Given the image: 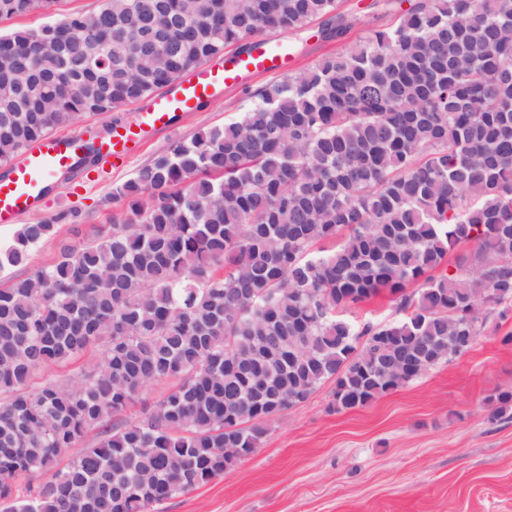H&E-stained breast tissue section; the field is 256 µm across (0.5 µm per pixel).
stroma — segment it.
<instances>
[{"instance_id":"stroma-1","label":"stroma","mask_w":512,"mask_h":512,"mask_svg":"<svg viewBox=\"0 0 512 512\" xmlns=\"http://www.w3.org/2000/svg\"><path fill=\"white\" fill-rule=\"evenodd\" d=\"M374 0H342L350 37L388 26L392 15ZM318 24L305 32L266 33V41L290 49V69L339 49ZM250 75L192 112L177 113L173 131L151 135L119 168L99 162L92 172L51 180L24 223L77 211L81 227L109 223L123 211L113 190L176 141L220 126L243 112L245 87L269 82ZM144 102L84 117L63 128L88 136L109 126H136ZM512 318H489L474 347L441 363L417 381L348 411L330 410L332 383L307 401L282 411L269 424L262 447L206 485L176 496L162 512H512V421H490L484 398L512 388Z\"/></svg>"}]
</instances>
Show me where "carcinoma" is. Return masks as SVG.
<instances>
[{"label": "carcinoma", "mask_w": 512, "mask_h": 512, "mask_svg": "<svg viewBox=\"0 0 512 512\" xmlns=\"http://www.w3.org/2000/svg\"><path fill=\"white\" fill-rule=\"evenodd\" d=\"M54 3L0 0V19ZM339 6L104 0L0 34V84L17 86L0 163L248 37L322 20L339 38ZM51 27L68 39L44 53ZM246 95L117 186L126 210L74 227L55 262L32 251L73 212L0 244V269L27 271L0 284V512H148L257 453L323 384L336 410L365 406L512 309V0H412ZM384 292L402 319L342 317ZM484 405L512 420V389Z\"/></svg>", "instance_id": "carcinoma-1"}]
</instances>
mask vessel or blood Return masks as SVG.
<instances>
[{"label":"vessel or blood","instance_id":"b4317fda","mask_svg":"<svg viewBox=\"0 0 512 512\" xmlns=\"http://www.w3.org/2000/svg\"><path fill=\"white\" fill-rule=\"evenodd\" d=\"M287 61V53L279 47L264 44L236 61L200 65L173 90L152 101L141 115L138 130L113 131L102 147L104 157L116 163L127 161L140 148L145 132L168 129L175 113L198 107L222 87L237 84L248 74L276 70ZM80 144V138L74 136L45 137L0 175V226L18 223L36 207L43 179L66 171L79 154Z\"/></svg>","mask_w":512,"mask_h":512}]
</instances>
